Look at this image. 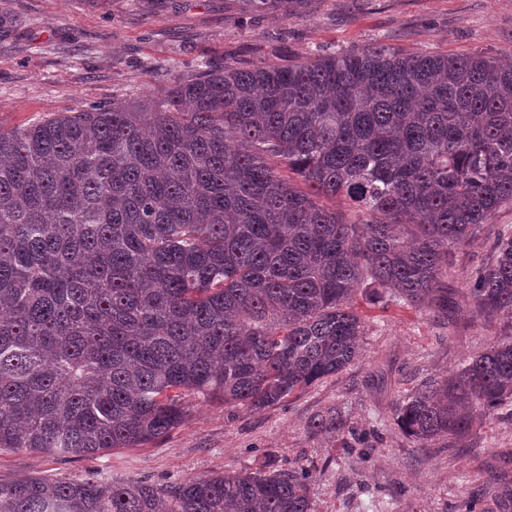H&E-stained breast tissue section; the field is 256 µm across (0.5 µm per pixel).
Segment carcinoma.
<instances>
[{
    "label": "carcinoma",
    "instance_id": "1",
    "mask_svg": "<svg viewBox=\"0 0 512 512\" xmlns=\"http://www.w3.org/2000/svg\"><path fill=\"white\" fill-rule=\"evenodd\" d=\"M167 73L156 100L0 130V450L143 448L187 394L278 404L358 356L359 295L452 324L455 250L512 205V65L371 44ZM468 294L504 332L398 405L423 445L512 406V229ZM311 478L31 476L0 512H312Z\"/></svg>",
    "mask_w": 512,
    "mask_h": 512
}]
</instances>
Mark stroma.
<instances>
[{"mask_svg": "<svg viewBox=\"0 0 512 512\" xmlns=\"http://www.w3.org/2000/svg\"><path fill=\"white\" fill-rule=\"evenodd\" d=\"M403 53L484 54L512 63V0H300L292 13L259 0H0V128L11 130L89 103L158 98L174 73L200 64L249 66L306 60L369 43ZM512 208L456 251L448 286L468 308L469 273L490 257ZM355 308L366 329L358 358L339 374L258 410L203 404L148 448L60 458L0 450V481L139 479L167 485L219 472L311 470L314 512H507L512 421L475 420L454 443L420 446L396 421V404L430 378L482 351L500 325L444 323L425 310ZM368 435L314 428L327 410Z\"/></svg>", "mask_w": 512, "mask_h": 512, "instance_id": "obj_1", "label": "stroma"}]
</instances>
